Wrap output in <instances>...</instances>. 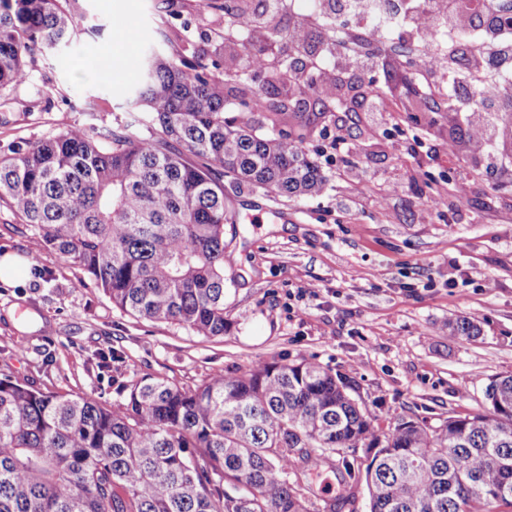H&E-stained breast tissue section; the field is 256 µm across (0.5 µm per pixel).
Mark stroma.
Here are the masks:
<instances>
[{"instance_id":"35a3bbf8","label":"stroma","mask_w":512,"mask_h":512,"mask_svg":"<svg viewBox=\"0 0 512 512\" xmlns=\"http://www.w3.org/2000/svg\"><path fill=\"white\" fill-rule=\"evenodd\" d=\"M75 20L80 42L36 52L26 81L0 95V151L128 120L149 52L189 58L205 47L199 16H171L161 0H79ZM364 77L383 90L380 111L348 113L342 130L307 140L329 157L320 195L276 200L225 178L238 220L225 227L236 263L224 337L127 315L94 284L78 286L80 270L0 206V255L22 265L0 281V371L115 400L118 385L146 374L194 385L310 359L345 379L384 428L480 411L489 378L512 374V179L448 157L447 112L418 139L403 136L408 115L382 68ZM447 174L468 184L467 203ZM462 316L480 324L478 338H448L446 323ZM312 489L336 512H369L365 485L349 484L343 467L324 469Z\"/></svg>"}]
</instances>
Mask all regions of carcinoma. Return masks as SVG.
<instances>
[{
	"instance_id": "carcinoma-1",
	"label": "carcinoma",
	"mask_w": 512,
	"mask_h": 512,
	"mask_svg": "<svg viewBox=\"0 0 512 512\" xmlns=\"http://www.w3.org/2000/svg\"><path fill=\"white\" fill-rule=\"evenodd\" d=\"M78 0H0V94L28 75L38 48H70ZM312 25L287 55L275 10L253 0H199L224 13L208 49L187 60L151 52L127 124L70 127L0 154V205L41 244L78 266L120 310L211 338L224 318V226L237 222L215 168L268 196L323 191L322 151L310 132L377 95L345 74L326 95L310 71L329 64L336 14L310 0ZM254 85L230 98L232 84ZM450 94L414 93L415 126L435 124ZM230 110L249 114L247 123ZM202 160L193 164L187 156ZM448 338L477 337L468 318ZM485 410L435 430L402 418L381 430L342 378L315 362H263L180 386L144 375L122 399L27 386L0 373V512H336L313 500L307 477L339 458L365 483L369 512L512 509V375L490 378ZM364 448L371 463L358 462Z\"/></svg>"
}]
</instances>
